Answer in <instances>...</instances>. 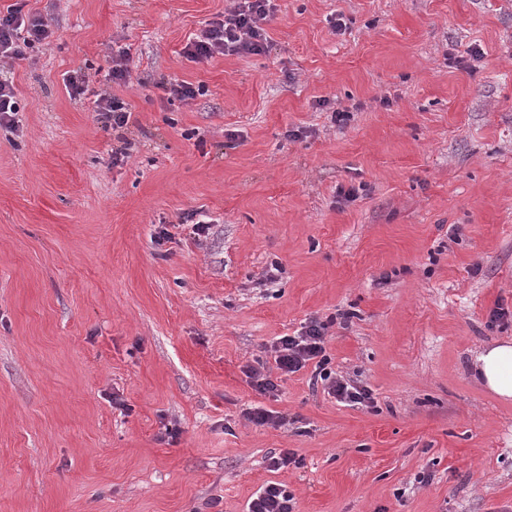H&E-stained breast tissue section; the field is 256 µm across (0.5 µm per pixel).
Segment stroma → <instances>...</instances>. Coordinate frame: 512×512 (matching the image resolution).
<instances>
[{"instance_id":"obj_1","label":"stroma","mask_w":512,"mask_h":512,"mask_svg":"<svg viewBox=\"0 0 512 512\" xmlns=\"http://www.w3.org/2000/svg\"><path fill=\"white\" fill-rule=\"evenodd\" d=\"M232 5L25 0L54 35L0 126V512H245L269 481L296 512H512V401L474 373L512 341L487 324L512 313V0H277L269 54L187 59ZM104 91L127 129L101 128ZM312 318L375 408L307 369L251 387ZM95 100V112H97V121L101 124L104 131H119L129 125L132 117L128 103L123 99L108 94H98ZM267 362L258 358L256 359L257 366L247 365L244 369L250 385L261 395L273 394L278 387L271 377V368L267 366ZM247 421L257 427L285 428L288 426V416L263 407H255L243 415Z\"/></svg>"}]
</instances>
